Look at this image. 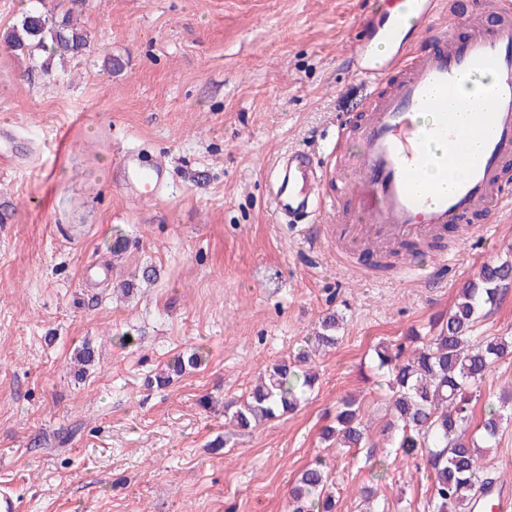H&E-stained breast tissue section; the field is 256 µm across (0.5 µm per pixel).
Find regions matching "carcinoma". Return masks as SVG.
<instances>
[{
    "label": "carcinoma",
    "mask_w": 512,
    "mask_h": 512,
    "mask_svg": "<svg viewBox=\"0 0 512 512\" xmlns=\"http://www.w3.org/2000/svg\"><path fill=\"white\" fill-rule=\"evenodd\" d=\"M14 51L32 59L39 52L49 57L71 58L88 46L87 35L64 18L51 23L38 11L22 17L5 37ZM512 283V260L481 267L476 277L461 289L457 302L434 336H408L406 341L377 352L380 366L388 367L386 420L382 432L392 440L394 452L374 462L376 480L388 473L389 459L401 456L423 462L430 470L431 494L428 512H473L478 500H487L496 475L484 467L481 449L496 442L504 422L512 419V398L487 397L479 437L467 436L472 398L481 392L493 365L512 355V336L477 339V322L495 308L503 289ZM339 318L324 317L314 336V345L334 347L339 341ZM202 364L197 352L181 354L166 364L164 372L148 378V388L162 389ZM316 375L294 369L286 360L267 367L261 381L245 398L224 403L229 424L248 430L295 411ZM323 436L338 448H363L369 434L363 425L360 406L344 399L336 408L334 424ZM294 512H337L338 501L331 491L329 465L322 457L301 472L291 494Z\"/></svg>",
    "instance_id": "carcinoma-1"
}]
</instances>
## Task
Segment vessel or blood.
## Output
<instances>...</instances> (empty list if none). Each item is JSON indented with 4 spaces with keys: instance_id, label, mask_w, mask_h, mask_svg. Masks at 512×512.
<instances>
[{
    "instance_id": "1",
    "label": "vessel or blood",
    "mask_w": 512,
    "mask_h": 512,
    "mask_svg": "<svg viewBox=\"0 0 512 512\" xmlns=\"http://www.w3.org/2000/svg\"><path fill=\"white\" fill-rule=\"evenodd\" d=\"M494 22L447 13L442 0H401L397 9L369 10L358 22L348 56L373 96L353 136L360 153L328 168L305 149L273 167L271 201L283 219L335 216L336 249L395 252L430 242L449 226L468 237L489 231L512 208L505 177L512 172V0H494ZM466 26V38L452 30ZM425 52L412 54V43ZM493 73L486 105L470 111L458 90ZM434 166L450 176L448 189L425 182ZM123 176L140 196L154 199L165 184L163 166L144 168L136 152L121 159ZM339 198L324 193L329 174ZM347 210H340L339 199Z\"/></svg>"
}]
</instances>
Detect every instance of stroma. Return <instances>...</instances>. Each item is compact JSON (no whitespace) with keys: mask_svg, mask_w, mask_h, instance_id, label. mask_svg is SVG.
I'll return each mask as SVG.
<instances>
[{"mask_svg":"<svg viewBox=\"0 0 512 512\" xmlns=\"http://www.w3.org/2000/svg\"><path fill=\"white\" fill-rule=\"evenodd\" d=\"M369 7L0 0V485L19 512H290L318 457L340 512H427L426 471L399 460L382 481L371 472L384 450L376 351L428 333L484 264L512 252V212L483 237L448 228L446 268L404 277L369 255L346 268L333 219L312 246L309 225L279 221L270 202L269 173L289 150L354 157L350 127L371 86L346 51ZM29 10L70 14L86 51L46 65L17 54L4 36ZM130 149L165 165L158 199L125 184ZM118 234L128 250L116 261ZM332 313L341 339L316 356L307 400L253 430L225 424V401ZM85 340L99 359L79 381ZM194 349L205 365L146 388ZM349 396L372 445L346 452L322 430Z\"/></svg>","mask_w":512,"mask_h":512,"instance_id":"35a3bbf8","label":"stroma"}]
</instances>
